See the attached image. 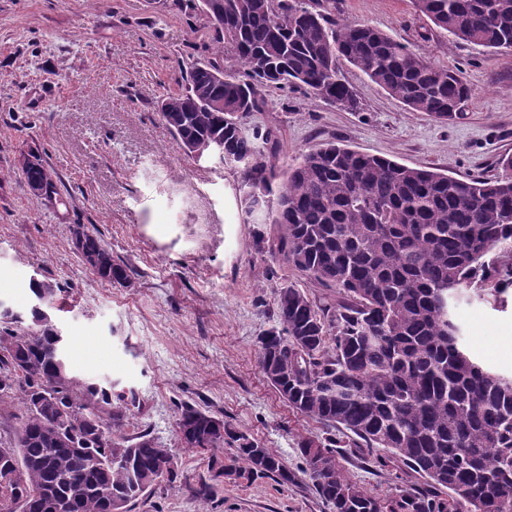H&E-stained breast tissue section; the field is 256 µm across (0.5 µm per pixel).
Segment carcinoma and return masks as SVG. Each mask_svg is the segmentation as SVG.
<instances>
[{"label": "carcinoma", "mask_w": 512, "mask_h": 512, "mask_svg": "<svg viewBox=\"0 0 512 512\" xmlns=\"http://www.w3.org/2000/svg\"><path fill=\"white\" fill-rule=\"evenodd\" d=\"M415 11L457 42L512 50V0H411ZM219 51L194 67L185 91L159 105L184 150L209 143L218 166L240 174L239 200L258 251L280 259L327 293L290 283L275 296L276 324L258 338L270 385L298 413L332 432L300 442L304 472L331 512H475L481 499L512 512V381L483 367L460 343L452 299H497L512 286V176L457 178L332 141L309 148L284 172L271 129H246L262 89L299 88L349 111L339 77L346 61L409 110L446 123L471 89L457 72L365 23L336 17V0H224V26L211 21ZM29 188L57 194L37 155L23 169ZM277 209L268 196L278 177ZM82 258L104 281L134 287V272L83 229ZM36 300L53 284L34 279ZM19 395L26 416L0 444V512H129V503L181 464L146 432L116 436L136 398L113 393L69 368L62 336L34 307L26 330L0 331V404ZM185 448L208 455L235 446L233 473L251 481L295 475L279 457L230 424L182 408ZM341 448H362L380 469L409 471L384 496L353 482Z\"/></svg>", "instance_id": "1"}]
</instances>
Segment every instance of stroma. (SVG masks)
I'll return each instance as SVG.
<instances>
[{
	"instance_id": "1",
	"label": "stroma",
	"mask_w": 512,
	"mask_h": 512,
	"mask_svg": "<svg viewBox=\"0 0 512 512\" xmlns=\"http://www.w3.org/2000/svg\"><path fill=\"white\" fill-rule=\"evenodd\" d=\"M336 15L459 68L471 96L460 118L441 125L347 63L340 71L359 98L355 112L264 89L266 106L248 124L279 129L278 166L333 139L456 177L502 175L498 161L512 155V53L452 42L410 0H336ZM216 58L233 63L217 56L193 0H0V303L26 318L31 278L56 285L47 312L73 370L134 392L123 434L150 433L181 463L185 481L159 484L130 512H330L299 451L325 427L263 378L257 344L274 324L278 288L323 290L257 250L238 171L196 165L157 112L184 90L193 65ZM31 151L54 173L55 200L25 183L20 162ZM78 226L136 271L134 287L101 280L82 260L72 243ZM455 318L476 360L512 377V288L497 303H461ZM187 405L273 450L294 483L215 476L178 436ZM339 462L372 493L397 483L358 449H343ZM202 481L212 487L205 499L192 492Z\"/></svg>"
}]
</instances>
